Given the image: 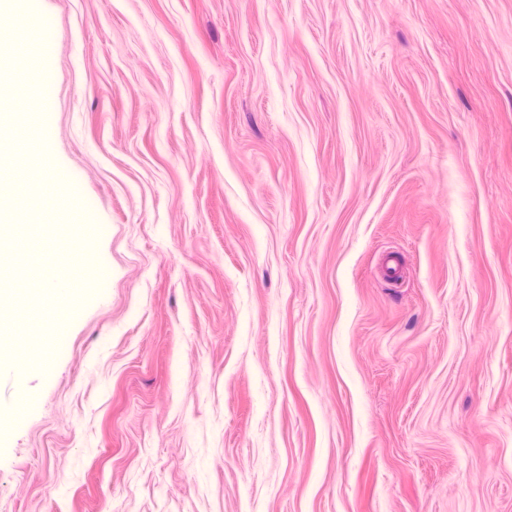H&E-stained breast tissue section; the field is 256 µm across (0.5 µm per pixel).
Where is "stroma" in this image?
I'll return each instance as SVG.
<instances>
[{
  "mask_svg": "<svg viewBox=\"0 0 512 512\" xmlns=\"http://www.w3.org/2000/svg\"><path fill=\"white\" fill-rule=\"evenodd\" d=\"M35 15L0 149L94 208L39 226L76 314L0 286V512H512V0Z\"/></svg>",
  "mask_w": 512,
  "mask_h": 512,
  "instance_id": "35a3bbf8",
  "label": "stroma"
}]
</instances>
